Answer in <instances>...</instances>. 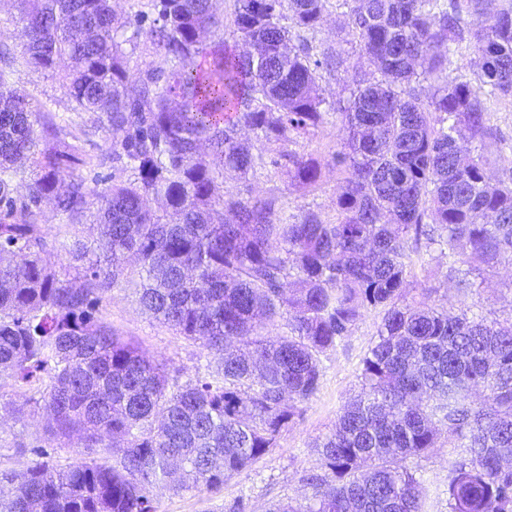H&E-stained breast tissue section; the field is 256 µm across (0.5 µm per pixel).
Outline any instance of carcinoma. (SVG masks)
<instances>
[{
    "label": "carcinoma",
    "instance_id": "carcinoma-1",
    "mask_svg": "<svg viewBox=\"0 0 512 512\" xmlns=\"http://www.w3.org/2000/svg\"><path fill=\"white\" fill-rule=\"evenodd\" d=\"M152 2L159 66L143 75L127 66V18L112 0L22 11L25 64L54 72L68 60L72 110L107 122L112 159L134 172L102 190L62 170L53 116L7 86L16 57L0 47V381L30 392L0 394V419L49 415L44 438L17 448L30 463L0 469V512H156L158 489L220 492L276 447L323 360L373 310L383 317L360 391L302 477L311 496L273 512H427L406 462L444 433L459 449L448 512H512V320L468 305L450 314L426 290L406 301L408 269L435 245L464 292L483 275L468 256L512 262V159L493 177L485 157L512 151L486 112L512 98V3L345 0L370 71L336 107L347 138L333 161L346 177L331 223L224 190V172L245 179L263 165L242 132L284 146L324 123L319 81L343 65L315 44L328 0H235L234 46L202 41L223 25L217 0ZM465 53L470 76L451 69ZM463 141L477 143L468 158ZM270 164L303 187L318 178L286 148ZM45 198L71 220L96 208L99 236L73 242L62 276L42 257ZM130 272L143 309L199 342L216 374L183 382L98 317ZM279 320L285 335L261 336ZM75 435L88 460L50 464Z\"/></svg>",
    "mask_w": 512,
    "mask_h": 512
}]
</instances>
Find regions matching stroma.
I'll use <instances>...</instances> for the list:
<instances>
[{
	"label": "stroma",
	"instance_id": "35a3bbf8",
	"mask_svg": "<svg viewBox=\"0 0 512 512\" xmlns=\"http://www.w3.org/2000/svg\"><path fill=\"white\" fill-rule=\"evenodd\" d=\"M113 6L129 20L123 37L130 70L137 73L147 71L155 58L145 51L143 43L147 30L157 17L154 8L149 0H114ZM346 12L347 7L342 0H329L317 34L319 42L333 45L344 58L340 70L323 75L320 82L327 110L325 121L313 135L297 139L292 145L293 151L312 158L318 165L320 177L317 183L306 189L292 185L283 169L269 166L247 179L225 176L226 190L260 198H277L280 208L289 216L314 211L326 221L336 220V197L343 184V175L336 170L332 157L340 150L345 131L335 108L338 102L348 97L352 75L369 69L347 24ZM9 84L33 107L59 116L77 159L74 172L84 177L88 185L105 186L132 178L131 168L107 159L112 142V132L107 125H100L89 135H81L80 130L87 124L88 116L72 111L70 99L56 73L20 65L11 75ZM41 211L49 243L43 258L48 266L57 270L66 264L68 254L65 247L72 244L75 236H83L90 242L96 234L90 229L91 218H84L78 225L55 205H43ZM447 272L446 263L423 256L408 275L411 296H418L422 288L429 287L433 290L432 302L448 310L454 311L461 304L476 302L490 316L500 319L512 317V264L497 266L486 274L481 288L469 294L458 292ZM100 316L118 334L135 339L150 359L181 369L183 378L206 371L209 359L201 345L180 336L145 313L127 284H119L108 292ZM381 318L379 312H368L345 346L331 352L324 362V375L318 392L303 404L301 417L282 434L276 448L259 458L250 469L225 483L216 496L195 492L174 496L165 491L158 492L157 512H224L225 505L241 496L248 498L249 512H271L280 501L289 498L299 501L308 496L309 491L300 478L305 472L317 468L319 460L315 442L332 431L340 408L357 393L361 361L376 335ZM45 420V414L38 413L21 422L0 421V469H20L28 464V457L16 454L15 445L42 437ZM456 454V449L443 445L413 460V469L425 482L427 512H448V467Z\"/></svg>",
	"mask_w": 512,
	"mask_h": 512
}]
</instances>
